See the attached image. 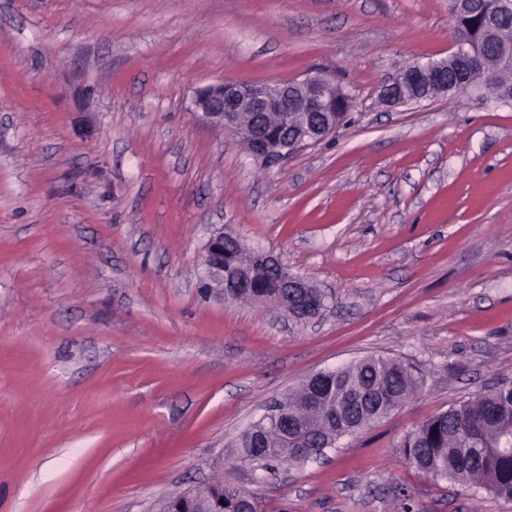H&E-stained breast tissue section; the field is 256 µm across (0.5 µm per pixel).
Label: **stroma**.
I'll return each mask as SVG.
<instances>
[{
    "label": "stroma",
    "instance_id": "stroma-1",
    "mask_svg": "<svg viewBox=\"0 0 512 512\" xmlns=\"http://www.w3.org/2000/svg\"><path fill=\"white\" fill-rule=\"evenodd\" d=\"M448 0H0V512H153L214 480L262 512H512L399 443L512 381V106L390 108L447 56ZM326 71L331 138L262 168L197 89ZM231 226L313 281L297 322L202 288ZM369 355L420 394L326 456L269 470L238 435L311 374Z\"/></svg>",
    "mask_w": 512,
    "mask_h": 512
}]
</instances>
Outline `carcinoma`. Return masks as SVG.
I'll return each mask as SVG.
<instances>
[{
	"label": "carcinoma",
	"instance_id": "carcinoma-1",
	"mask_svg": "<svg viewBox=\"0 0 512 512\" xmlns=\"http://www.w3.org/2000/svg\"><path fill=\"white\" fill-rule=\"evenodd\" d=\"M453 37L466 42L480 33L478 17L455 13ZM490 88H512V71L493 70ZM336 409L311 400L307 384L273 404L266 415L242 431L234 444L236 459L265 467L301 462L276 415L288 410L300 435L336 446L389 415L414 397L424 383L422 368L408 360L368 356L336 369L329 377ZM512 440V383L482 390L416 426L400 445L405 460L435 479L480 487L498 499L512 497V454L496 457L491 447ZM224 499V512H236L242 500L256 502L248 491L221 484L210 487Z\"/></svg>",
	"mask_w": 512,
	"mask_h": 512
}]
</instances>
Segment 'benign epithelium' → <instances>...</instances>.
<instances>
[{
  "mask_svg": "<svg viewBox=\"0 0 512 512\" xmlns=\"http://www.w3.org/2000/svg\"><path fill=\"white\" fill-rule=\"evenodd\" d=\"M449 57L456 61L453 82H448L442 62L418 63L410 68L403 67L389 77L381 86L380 101L388 107H397L450 92H462L481 100L490 99L487 87L480 82L485 61L491 59L487 43L483 40L467 44L454 42ZM414 89L424 92V95L414 98L411 94ZM338 103L348 110L352 98L336 83L335 77L325 72L270 85L225 80L199 89L193 98L194 111L199 118L244 141L246 154L255 162L271 161L270 152L275 145L282 152L289 144L297 151L332 136L336 132L333 112ZM232 236V231L222 227L215 230L207 243L204 260V278L210 291L230 301L233 296L224 289L257 288L268 273L282 269V263L276 256L252 249L240 241V249L250 256L248 274L236 269L230 276H224V239ZM313 287L315 284L312 282L292 275L284 278L277 292H252L250 296L288 315L291 307L299 312L311 308L306 289ZM208 488L207 484L199 485L170 497L163 502L160 512H178L174 509L175 500L197 501L205 497Z\"/></svg>",
  "mask_w": 512,
  "mask_h": 512,
  "instance_id": "1",
  "label": "benign epithelium"
}]
</instances>
